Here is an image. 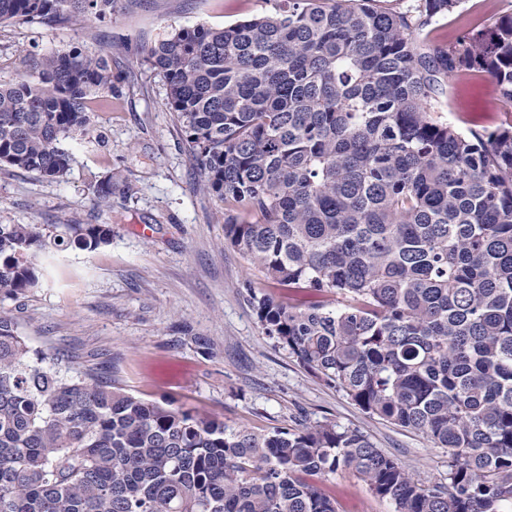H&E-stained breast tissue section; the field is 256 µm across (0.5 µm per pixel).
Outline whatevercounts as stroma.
<instances>
[{
  "instance_id": "obj_1",
  "label": "stroma",
  "mask_w": 512,
  "mask_h": 512,
  "mask_svg": "<svg viewBox=\"0 0 512 512\" xmlns=\"http://www.w3.org/2000/svg\"><path fill=\"white\" fill-rule=\"evenodd\" d=\"M473 0L436 25L429 42L448 45L512 12V0ZM269 0H114L104 22L0 25V82L23 68L24 52L76 45L104 50L112 63L111 102L91 105L94 129L71 144L67 179L51 182L0 165V224H108L112 240L97 250L69 248L39 258L43 277L0 307L15 318L32 349L94 369L150 401L170 400L230 426L257 431L327 419L367 433L427 483L448 470V452L422 435L364 414L336 389L306 372L264 333L247 300L267 284L224 243L220 202L197 188L165 81L144 63L148 48L181 27L222 28L269 13ZM441 112L461 131L512 126V104L486 74L453 77ZM119 181L111 206L93 183ZM209 340L202 348L196 337ZM336 512H394L352 470L319 477Z\"/></svg>"
}]
</instances>
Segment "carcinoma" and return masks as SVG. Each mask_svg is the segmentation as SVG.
Segmentation results:
<instances>
[{
    "instance_id": "cac0c4a2",
    "label": "carcinoma",
    "mask_w": 512,
    "mask_h": 512,
    "mask_svg": "<svg viewBox=\"0 0 512 512\" xmlns=\"http://www.w3.org/2000/svg\"><path fill=\"white\" fill-rule=\"evenodd\" d=\"M113 0H0L15 20L103 21ZM462 0H276L224 28L182 27L143 61L165 80L224 244L267 283L266 334L373 418L448 449L425 484L359 428L256 432L145 401L34 351L0 310V512H336L305 480L356 471L394 512H512V127L462 132L440 111L471 69L512 104V12L451 45L412 38ZM102 50L28 54L0 85V164L61 181L66 143L112 98ZM116 180L94 186L112 203ZM112 225L0 224V298L38 287L50 249Z\"/></svg>"
}]
</instances>
